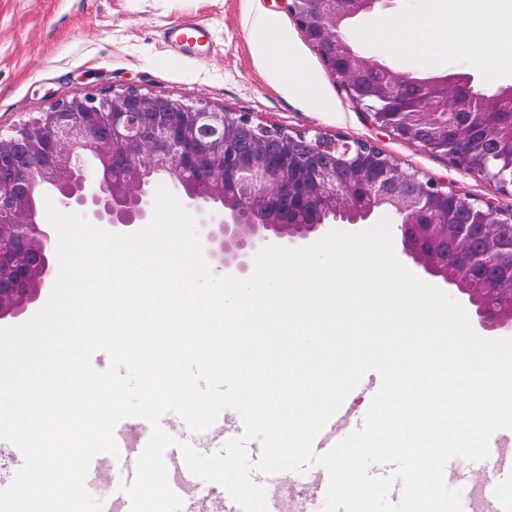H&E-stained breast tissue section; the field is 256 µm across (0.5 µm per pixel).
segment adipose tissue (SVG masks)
Returning a JSON list of instances; mask_svg holds the SVG:
<instances>
[{"label": "adipose tissue", "mask_w": 512, "mask_h": 512, "mask_svg": "<svg viewBox=\"0 0 512 512\" xmlns=\"http://www.w3.org/2000/svg\"><path fill=\"white\" fill-rule=\"evenodd\" d=\"M386 33L389 46L402 52L435 59L463 50L492 68L500 62L502 47L512 46V17L490 10L471 14L459 8L458 0H448L446 8L390 20Z\"/></svg>", "instance_id": "ef3b65f1"}]
</instances>
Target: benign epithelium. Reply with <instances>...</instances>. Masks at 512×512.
<instances>
[{
	"instance_id": "1",
	"label": "benign epithelium",
	"mask_w": 512,
	"mask_h": 512,
	"mask_svg": "<svg viewBox=\"0 0 512 512\" xmlns=\"http://www.w3.org/2000/svg\"><path fill=\"white\" fill-rule=\"evenodd\" d=\"M287 2L305 40L372 124L512 187V111H492L471 74L400 73L348 44L351 19L394 0ZM87 154L97 161L91 172L81 164ZM1 159L12 166L0 169V322L17 318L56 280L40 185L55 186L67 211L122 231L151 221L150 186L163 171L184 193L205 258L238 278L266 246L286 247L338 218L360 224L388 209L406 258L454 286L482 330L512 328V284L486 278L512 265V250L498 243L512 213L402 170L369 141L310 136L129 87L32 114L0 132Z\"/></svg>"
}]
</instances>
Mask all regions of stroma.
Instances as JSON below:
<instances>
[{
  "instance_id": "35a3bbf8",
  "label": "stroma",
  "mask_w": 512,
  "mask_h": 512,
  "mask_svg": "<svg viewBox=\"0 0 512 512\" xmlns=\"http://www.w3.org/2000/svg\"><path fill=\"white\" fill-rule=\"evenodd\" d=\"M274 21L288 50L307 67L308 93L288 84L265 56L262 20ZM386 14L350 28L354 48L383 56L398 71L467 72L479 87L512 84V60L487 69L459 51L429 60L385 43ZM209 31L203 46L179 53L165 31L180 22ZM135 87L142 92L252 114L254 121L309 133L344 134L377 144L408 172H419L512 211V192L455 167L441 154L374 126L304 39L285 0H0V129L57 101Z\"/></svg>"
}]
</instances>
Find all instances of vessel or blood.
Masks as SVG:
<instances>
[{"instance_id": "obj_1", "label": "vessel or blood", "mask_w": 512, "mask_h": 512, "mask_svg": "<svg viewBox=\"0 0 512 512\" xmlns=\"http://www.w3.org/2000/svg\"><path fill=\"white\" fill-rule=\"evenodd\" d=\"M165 37L174 50L182 51L188 46L189 40H203L204 31L187 30L186 26L170 28ZM361 416L351 414L347 407H340L328 420L314 441V450L322 454L353 431L361 428ZM126 423H118L115 440L119 448L118 455L99 454L90 464L89 471L112 487L131 483L136 474V462L151 436V426L146 420H138L135 428L138 435L128 439L125 435ZM512 473V437L504 436L496 442L495 453L481 461L450 460L444 469V475L454 484H468L481 489V497L486 512H512V498L502 495L500 485L506 474ZM289 481L304 484L305 490L301 498L302 512H322L326 502V491L329 476L327 470H319L315 474L305 472L288 473Z\"/></svg>"}]
</instances>
